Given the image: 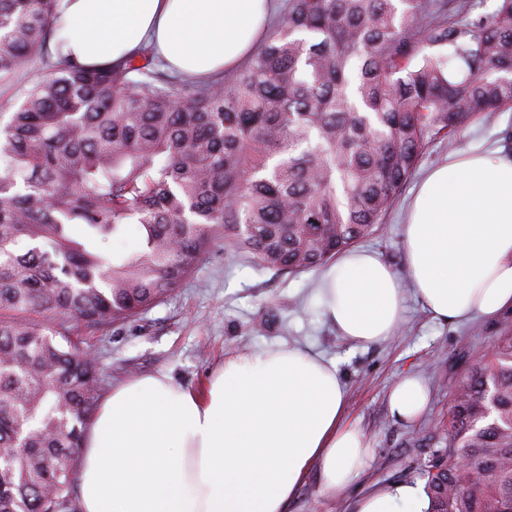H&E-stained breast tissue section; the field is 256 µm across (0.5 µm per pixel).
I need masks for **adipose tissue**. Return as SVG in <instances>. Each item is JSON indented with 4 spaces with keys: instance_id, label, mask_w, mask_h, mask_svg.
Here are the masks:
<instances>
[{
    "instance_id": "obj_1",
    "label": "adipose tissue",
    "mask_w": 512,
    "mask_h": 512,
    "mask_svg": "<svg viewBox=\"0 0 512 512\" xmlns=\"http://www.w3.org/2000/svg\"><path fill=\"white\" fill-rule=\"evenodd\" d=\"M67 52L104 66L153 44L189 74L235 67L255 48L270 0H66ZM415 295L443 324L495 318L512 307V154L473 148L427 171L403 225ZM317 298L340 336L372 344L403 313L400 282L373 252L329 265ZM428 403L409 375L388 396L391 417L417 419ZM339 362L298 345L225 359L192 391L166 375L114 388L81 448L82 512H288L309 473L325 491L362 472L370 442L348 422ZM421 485L380 487L351 512H427Z\"/></svg>"
}]
</instances>
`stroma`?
I'll return each instance as SVG.
<instances>
[{"instance_id":"stroma-1","label":"stroma","mask_w":512,"mask_h":512,"mask_svg":"<svg viewBox=\"0 0 512 512\" xmlns=\"http://www.w3.org/2000/svg\"><path fill=\"white\" fill-rule=\"evenodd\" d=\"M475 145L511 152L512 109L489 120L475 117L453 137H429L416 171L424 173ZM415 185L407 181L384 224L361 243L403 282L408 275L402 224ZM318 276L315 270L259 271L219 244L162 302L119 327L79 326L77 340L95 355L105 396L131 378L156 374L196 390L212 379L226 356L288 343L339 358L348 387L347 418L368 433L372 457L344 492L330 494L308 478L288 512H349L354 497L373 488L421 483L425 466L444 445L452 386L466 380L497 336L512 330V311L493 322L442 324L408 288L401 327L380 342L356 346L328 322L316 298ZM408 374L424 379L430 403L419 418L401 423L390 416L387 397Z\"/></svg>"}]
</instances>
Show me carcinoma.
Returning <instances> with one entry per match:
<instances>
[{
  "label": "carcinoma",
  "instance_id": "obj_1",
  "mask_svg": "<svg viewBox=\"0 0 512 512\" xmlns=\"http://www.w3.org/2000/svg\"><path fill=\"white\" fill-rule=\"evenodd\" d=\"M65 10L0 0V80L49 60L0 127V512H81L100 384L73 326L131 321L221 240L320 267L383 223L429 136L512 108V0H286L257 54L203 78L149 45L73 63ZM423 478L428 512H512L511 331Z\"/></svg>",
  "mask_w": 512,
  "mask_h": 512
}]
</instances>
